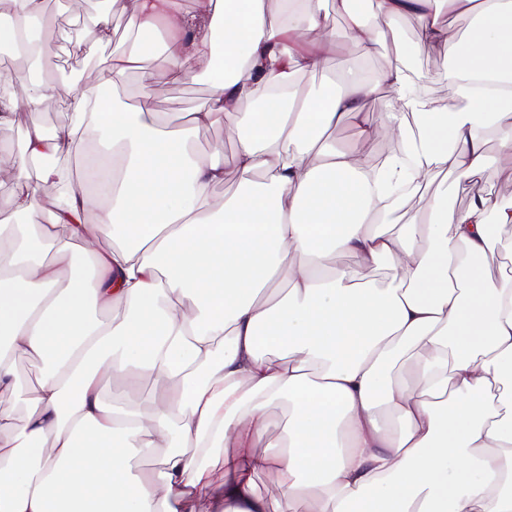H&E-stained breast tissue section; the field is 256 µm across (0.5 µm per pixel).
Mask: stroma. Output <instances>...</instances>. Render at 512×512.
Here are the masks:
<instances>
[{"instance_id": "obj_1", "label": "stroma", "mask_w": 512, "mask_h": 512, "mask_svg": "<svg viewBox=\"0 0 512 512\" xmlns=\"http://www.w3.org/2000/svg\"><path fill=\"white\" fill-rule=\"evenodd\" d=\"M63 24L57 39L48 41V55L40 60L20 57L17 69H28L41 74L44 60L64 59L66 70L56 71L51 82L56 87L58 104L43 112H31L17 108L12 122L0 126V166L11 167L14 158L24 148L26 136L31 128L37 127L50 133L65 126L67 111L62 101L66 97L69 83L84 79L95 70L106 67L113 54L129 48L134 41L136 24L125 0H54ZM326 11L331 28V46L322 62L314 71L302 74L296 81L298 92L320 86L324 79L336 69L361 64L368 74H378L398 50H405L413 63L414 76L424 83L428 98L434 107H442L447 100V88L434 81L433 74L440 67V47L424 43L417 36V22L407 17L400 21L397 32L382 36L372 46L355 41L349 31L347 19L338 9L337 0H328ZM104 20V27H97V20ZM95 43L96 52L87 57L73 52V40ZM210 88L204 80L166 81L156 84L150 100V108L162 127H169L171 121L187 117L189 113L203 108L209 98ZM379 132L372 139L361 142L357 139L356 127L350 119H343L331 129L330 135L337 146L359 148L364 155L371 156L393 145L394 139L381 128L383 101L367 100L364 104ZM512 132V114L502 117L497 132L484 139V151L494 171L493 177L484 184V193L501 205L512 203V157L503 156L498 148L500 134ZM444 194L453 208L467 206L470 193L464 185L458 184L450 174H439L423 184L421 189L410 193L398 212L406 220L420 213L425 199Z\"/></svg>"}]
</instances>
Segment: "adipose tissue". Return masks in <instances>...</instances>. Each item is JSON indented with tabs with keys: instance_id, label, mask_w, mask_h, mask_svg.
<instances>
[{
	"instance_id": "ef3b65f1",
	"label": "adipose tissue",
	"mask_w": 512,
	"mask_h": 512,
	"mask_svg": "<svg viewBox=\"0 0 512 512\" xmlns=\"http://www.w3.org/2000/svg\"><path fill=\"white\" fill-rule=\"evenodd\" d=\"M11 2L0 34L30 43L41 0ZM323 2L128 0L141 31H166L157 68L143 69L141 47L118 53L69 87L62 129L29 132L10 174L18 221L0 225V512H512V272L493 275L489 251L512 205L482 191L483 134L512 112V0H379L372 26L359 0H338L366 45L416 19L446 58L440 110L398 59L374 80L349 71L341 91L298 99L295 77L328 41ZM444 6L474 13L465 38L442 24ZM219 55L222 67L199 74ZM135 70L148 89L205 77L209 104L162 130L148 101L109 96ZM9 80L0 126L16 106L59 101L26 72ZM382 85L383 124L409 172L394 156L370 170L323 139L348 116L359 140L375 136L363 108ZM223 122L232 160L220 146L196 153L195 130ZM92 139L118 159V178L91 160L66 177L59 157ZM32 160L58 191L48 224L35 221ZM228 163L237 188L219 197ZM439 170L470 187L468 205L436 195L423 223L394 229L396 187ZM341 254L355 269H336ZM381 266L385 284L359 275ZM18 356L44 365L22 417ZM409 360L410 379L396 378ZM129 373L163 387L150 414L106 397L105 380ZM275 403L288 406L276 436ZM149 448L166 454L143 478L133 461ZM269 471L274 487L259 488Z\"/></svg>"
}]
</instances>
